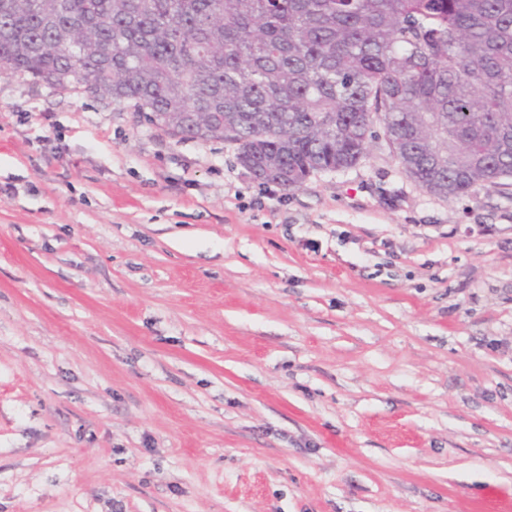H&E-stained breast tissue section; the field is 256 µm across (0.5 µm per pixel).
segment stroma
<instances>
[{
    "instance_id": "1",
    "label": "stroma",
    "mask_w": 512,
    "mask_h": 512,
    "mask_svg": "<svg viewBox=\"0 0 512 512\" xmlns=\"http://www.w3.org/2000/svg\"><path fill=\"white\" fill-rule=\"evenodd\" d=\"M236 155L0 70V512H512V177Z\"/></svg>"
}]
</instances>
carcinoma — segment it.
Listing matches in <instances>:
<instances>
[{
	"label": "carcinoma",
	"instance_id": "cac0c4a2",
	"mask_svg": "<svg viewBox=\"0 0 512 512\" xmlns=\"http://www.w3.org/2000/svg\"><path fill=\"white\" fill-rule=\"evenodd\" d=\"M0 69L230 141L290 190L377 121L432 193L512 177V0H0Z\"/></svg>",
	"mask_w": 512,
	"mask_h": 512
}]
</instances>
